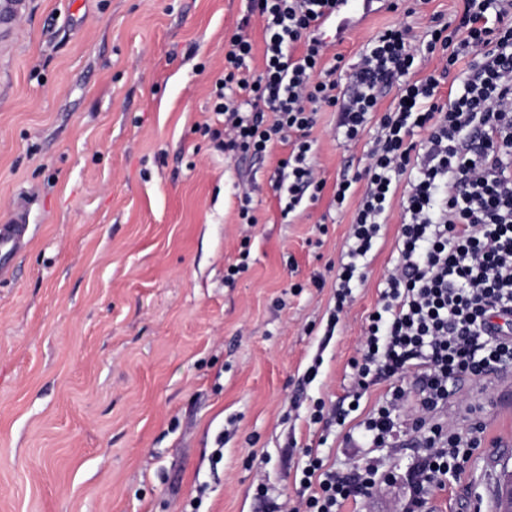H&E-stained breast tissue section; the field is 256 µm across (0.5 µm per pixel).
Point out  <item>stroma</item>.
<instances>
[{"label": "stroma", "mask_w": 512, "mask_h": 512, "mask_svg": "<svg viewBox=\"0 0 512 512\" xmlns=\"http://www.w3.org/2000/svg\"><path fill=\"white\" fill-rule=\"evenodd\" d=\"M462 12L463 0L375 8L330 50L347 69L385 27L421 40L433 15ZM245 13V0H30L0 43V218L31 200L28 243L0 279V512H268L257 483L295 504L308 448L340 473L370 460L385 473L342 512H400L409 495L422 454L411 378L373 382L355 412L348 398L398 258L402 197L335 313L360 197L337 208L329 189L362 170L377 127L350 143L322 113L312 162L328 189L283 220L274 172L287 147L231 157L201 131L222 125L212 90ZM242 187L256 224L238 219ZM244 251L247 270L226 282ZM507 378L438 413L486 431L429 512H495L512 469ZM396 385L406 400L378 448L362 422ZM320 400L345 425L312 422Z\"/></svg>", "instance_id": "35a3bbf8"}]
</instances>
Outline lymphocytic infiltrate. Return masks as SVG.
<instances>
[{
	"instance_id": "1",
	"label": "lymphocytic infiltrate",
	"mask_w": 512,
	"mask_h": 512,
	"mask_svg": "<svg viewBox=\"0 0 512 512\" xmlns=\"http://www.w3.org/2000/svg\"><path fill=\"white\" fill-rule=\"evenodd\" d=\"M338 0H248L263 30V66L251 72L253 43L239 23L224 45V74L215 83L214 110L222 128L203 134L225 153L265 156L289 146L276 169L282 216L319 199L324 180L311 162L310 132L318 115L333 112L345 139L357 141L369 120L379 135L355 179L337 182L333 203L343 207L362 182L349 230L347 263L336 276V312L351 298L357 261L371 250L399 182L403 202L399 260L369 318L359 377L413 374L419 395L412 421L428 428L426 450L411 479L404 512H421L447 477H460L479 453L481 438L448 433L433 417L461 403L465 381L512 367V0H464L458 21L437 24L414 44L405 25L380 31L339 91L343 58L328 52L323 22ZM440 67L417 78V61ZM466 70H457L460 60ZM454 78L460 88L440 97ZM397 88L388 108L384 90ZM425 137L414 141V130ZM404 388L364 421L374 445L392 438ZM378 469L368 464L342 475L309 454L294 512H338L351 497L369 495Z\"/></svg>"
}]
</instances>
